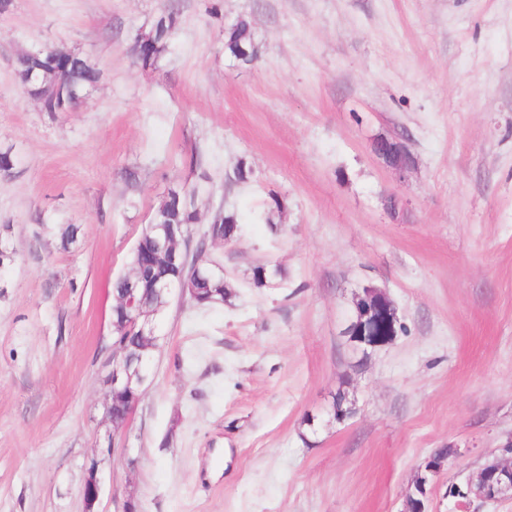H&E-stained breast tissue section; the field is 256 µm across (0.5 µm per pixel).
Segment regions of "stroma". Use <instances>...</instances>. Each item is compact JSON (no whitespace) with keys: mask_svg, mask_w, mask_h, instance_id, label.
<instances>
[{"mask_svg":"<svg viewBox=\"0 0 512 512\" xmlns=\"http://www.w3.org/2000/svg\"><path fill=\"white\" fill-rule=\"evenodd\" d=\"M10 0L0 11V512H83L100 458L103 512H460L512 432V0ZM157 65L130 47L167 7ZM247 17L261 51L224 52ZM40 46L100 73L67 112L22 90ZM404 138L398 180L373 154ZM246 163L252 174L237 182ZM196 188L240 230L214 244L235 294L160 317L152 377L107 446L112 283L170 189ZM396 211H388L389 199ZM77 226L62 247L61 226ZM281 268L259 288V265ZM402 327L370 352L345 329L364 286ZM354 407L336 418L337 392ZM111 448L101 457L102 448Z\"/></svg>","mask_w":512,"mask_h":512,"instance_id":"stroma-1","label":"stroma"}]
</instances>
